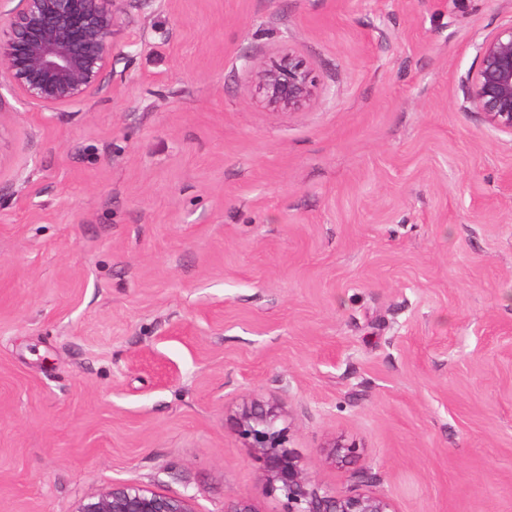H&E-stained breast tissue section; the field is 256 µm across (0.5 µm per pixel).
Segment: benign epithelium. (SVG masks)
I'll return each instance as SVG.
<instances>
[{"label": "benign epithelium", "mask_w": 512, "mask_h": 512, "mask_svg": "<svg viewBox=\"0 0 512 512\" xmlns=\"http://www.w3.org/2000/svg\"><path fill=\"white\" fill-rule=\"evenodd\" d=\"M0 0V85L26 102L56 111L101 91L117 67L128 68L133 52L114 45L125 0H18L4 9ZM262 101L277 110L299 112L316 96L318 81L310 64L288 51L253 65ZM469 110L492 129L512 136V22L478 47V66L467 90ZM274 400L243 401L233 416L234 430L248 447L268 493L282 512H395L390 502L367 490L338 493L314 480L291 446ZM334 458L357 453L353 442L327 444ZM76 512H197L193 497L169 496L119 482L80 501Z\"/></svg>", "instance_id": "obj_1"}]
</instances>
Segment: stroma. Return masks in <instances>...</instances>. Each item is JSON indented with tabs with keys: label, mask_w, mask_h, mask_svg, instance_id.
Masks as SVG:
<instances>
[{
	"label": "stroma",
	"mask_w": 512,
	"mask_h": 512,
	"mask_svg": "<svg viewBox=\"0 0 512 512\" xmlns=\"http://www.w3.org/2000/svg\"><path fill=\"white\" fill-rule=\"evenodd\" d=\"M512 0H127L125 75L0 92V512L125 482L282 512L234 432L396 512H512V136L469 111ZM315 71L299 112L250 64ZM356 443V457L326 445ZM252 71L257 93L273 109L299 112L317 94L318 81L312 67L289 50L256 62Z\"/></svg>",
	"instance_id": "35a3bbf8"
}]
</instances>
